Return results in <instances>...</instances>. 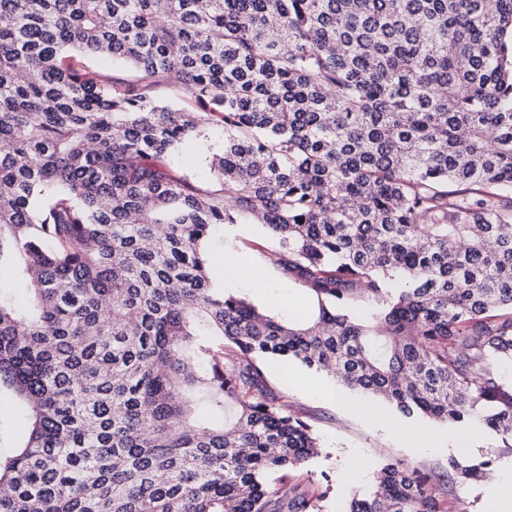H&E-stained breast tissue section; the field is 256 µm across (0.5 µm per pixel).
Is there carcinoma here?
Returning <instances> with one entry per match:
<instances>
[{
    "mask_svg": "<svg viewBox=\"0 0 512 512\" xmlns=\"http://www.w3.org/2000/svg\"><path fill=\"white\" fill-rule=\"evenodd\" d=\"M211 127L202 190L170 156ZM241 214L314 313L214 287ZM6 270L30 297L0 285V401L30 427L0 512H323L276 487L319 444L260 358L512 453V0H0ZM493 461L388 464L342 512H443ZM89 63L94 70L101 72L102 75L111 78V80L131 79L133 75L128 66L119 62H112L109 59L93 58L89 60Z\"/></svg>",
    "mask_w": 512,
    "mask_h": 512,
    "instance_id": "cac0c4a2",
    "label": "carcinoma"
}]
</instances>
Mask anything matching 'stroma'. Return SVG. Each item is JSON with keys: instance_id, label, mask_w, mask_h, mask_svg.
<instances>
[{"instance_id": "35a3bbf8", "label": "stroma", "mask_w": 512, "mask_h": 512, "mask_svg": "<svg viewBox=\"0 0 512 512\" xmlns=\"http://www.w3.org/2000/svg\"><path fill=\"white\" fill-rule=\"evenodd\" d=\"M223 140V130L214 127L209 129L207 141L186 142L177 155L176 174L208 187L214 175L205 157L209 150L221 148ZM210 247L214 257L231 253L254 269L279 251L267 229L255 225L248 215L217 227ZM263 277L259 287L240 276L225 289L264 306L273 316L285 318L311 309L308 289L290 279L283 267L264 272ZM262 367L289 413L307 421L320 443L318 456L299 471L298 478L311 493L323 495L326 512H340L350 493L368 488L377 472L390 463L420 469L435 484L447 474L452 457L473 462L490 457L494 460L491 477L512 473V454L498 453L499 440L489 428H482L458 447L453 440L460 424L408 420L390 405L355 391L350 392L349 402L336 400L325 374L297 362L284 368L269 360Z\"/></svg>"}]
</instances>
